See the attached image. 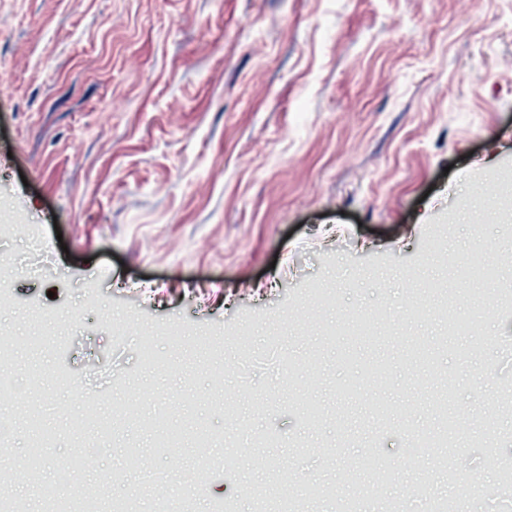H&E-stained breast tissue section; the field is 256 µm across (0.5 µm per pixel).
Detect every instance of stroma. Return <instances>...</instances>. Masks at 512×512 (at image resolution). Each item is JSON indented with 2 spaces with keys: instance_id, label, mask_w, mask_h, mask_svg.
<instances>
[{
  "instance_id": "stroma-1",
  "label": "stroma",
  "mask_w": 512,
  "mask_h": 512,
  "mask_svg": "<svg viewBox=\"0 0 512 512\" xmlns=\"http://www.w3.org/2000/svg\"><path fill=\"white\" fill-rule=\"evenodd\" d=\"M507 252L512 0H0V330L21 384L0 453L43 457L39 484L7 483L22 512H47L63 467L99 512L130 487L136 512H277L258 494L280 464L330 488L319 512H378L368 454L405 510L416 484L475 477L460 512H496L484 460L512 458V411L485 447L452 442L451 472L413 434L437 429L443 382L461 416L512 387V266L469 275ZM442 283L469 333L436 313ZM361 311L370 345L347 331Z\"/></svg>"
}]
</instances>
